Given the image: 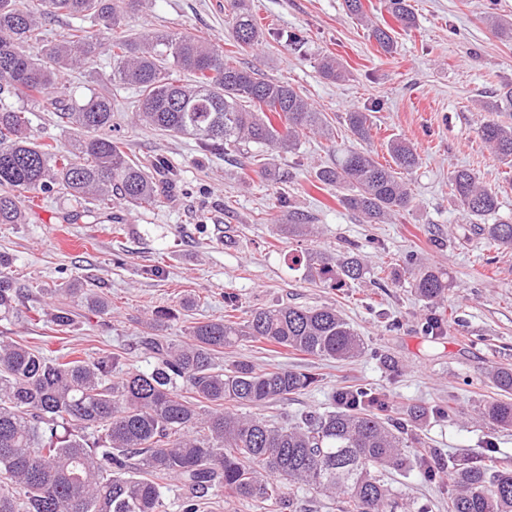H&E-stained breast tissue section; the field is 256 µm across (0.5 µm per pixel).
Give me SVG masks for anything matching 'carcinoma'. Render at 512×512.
<instances>
[{
	"label": "carcinoma",
	"instance_id": "1",
	"mask_svg": "<svg viewBox=\"0 0 512 512\" xmlns=\"http://www.w3.org/2000/svg\"><path fill=\"white\" fill-rule=\"evenodd\" d=\"M344 2L378 47L392 52L394 29L372 24L362 0ZM226 4L237 47L256 46L261 32L244 0ZM140 7L142 0H0V224L25 223V203L41 194L61 196L84 213L107 209L114 198L143 209L161 202L163 182L154 172L169 181L174 173L162 159L148 167L135 162L112 137L114 83L138 89L139 125L191 135L215 152L250 143L289 151L306 130L330 135L295 88L256 67L227 62L208 41L182 32L117 33ZM387 8L403 28L414 26L406 0H388ZM59 15L78 23L50 42L41 21ZM35 45L37 55L29 52ZM103 55L112 60V77L74 96L65 72ZM320 69L328 78L344 77L334 58L322 59ZM59 97L67 105L56 113L57 125L76 134L67 150L54 139L38 140L26 116L27 106L54 108ZM347 121L358 140H369L366 113L349 112ZM479 137L497 160L512 166V124L489 120ZM388 150L393 168L364 149L347 148L316 179L346 190L340 202L347 209L381 224L412 207L400 171L419 161L414 146L401 138L391 140ZM449 186L468 216L498 212L497 192L472 171L451 172ZM480 230L512 250V222ZM10 266L9 256L0 253V321L22 322L30 295L10 276ZM289 267L335 289L369 273L356 254L335 258L317 251L292 257ZM409 278L431 305L450 288L448 274L434 268L411 269ZM82 293L74 283L46 289L54 298L52 331L74 327V303ZM244 336L341 361L363 349L336 308L279 304L257 308L243 321L199 322L179 344L144 338L155 359L148 371H123L120 352L71 358L0 336V512H166L170 480L182 490L180 512H199V501L211 493L296 512L294 498L284 492L293 485L341 498L342 512H398L385 479L389 468L446 476L448 512H512V469L462 456L437 473L428 456H404L402 449L419 443V436L366 388L341 391L337 408L307 413L292 424L240 415L239 408L286 399L315 382L304 372L258 369L244 360L224 368L217 355ZM490 374L499 390L512 393L511 368ZM481 414L496 426L512 427V401L488 402Z\"/></svg>",
	"mask_w": 512,
	"mask_h": 512
}]
</instances>
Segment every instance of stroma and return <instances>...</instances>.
I'll use <instances>...</instances> for the list:
<instances>
[{
	"label": "stroma",
	"instance_id": "1",
	"mask_svg": "<svg viewBox=\"0 0 512 512\" xmlns=\"http://www.w3.org/2000/svg\"><path fill=\"white\" fill-rule=\"evenodd\" d=\"M262 31L258 46L238 50L221 0H148L125 20L128 31L148 35L178 31L209 40L231 63L256 66L288 83L322 112L330 137L304 136L290 152L251 145L248 154L203 151L192 136H170L132 124L136 91L112 90V134L136 161L162 158L180 172L154 208L113 203L109 216L82 214L60 198L36 197L23 224H0V253L13 256L12 272L35 288H52L73 276L88 282L111 309L102 319L86 301L76 303L79 324L65 338L52 337L45 315L9 324L0 336L47 342L50 350L84 358L123 351L133 371L149 370L150 353L137 338L157 310H174L165 336L183 340L194 323L223 318L225 295H234L237 318L258 307L333 306L361 336L359 358L336 361L260 349L245 338L225 351L221 364L247 360L256 367H288L315 375L308 390L260 408L268 418H295L335 407L334 393L365 384L386 394L396 416L412 420L431 464L466 453L512 464V428L483 420L479 409L494 397L492 367L512 368V251L498 253L469 223L448 187L453 170L471 169L494 189L497 217L512 221V167L496 161L478 136L493 114L492 93L512 87V42L499 38L488 17L512 19V0H408L416 18L397 35V51L384 54L365 26L345 11L344 0H247ZM334 55L348 75H322V56ZM362 111L372 126L365 147L391 165L386 144L411 142L418 166L405 178L415 198L411 210L387 224H365L339 201L341 192L317 184V168L355 146L346 115ZM268 155L271 174L260 177L251 156ZM288 202L296 220L316 228L290 236L278 218ZM122 261H114L116 248ZM359 253L383 274L331 289L304 281L288 268L307 250ZM446 270L453 286L428 306L410 288L407 264ZM388 479L407 502L431 503L448 512V487L416 471Z\"/></svg>",
	"mask_w": 512,
	"mask_h": 512
}]
</instances>
